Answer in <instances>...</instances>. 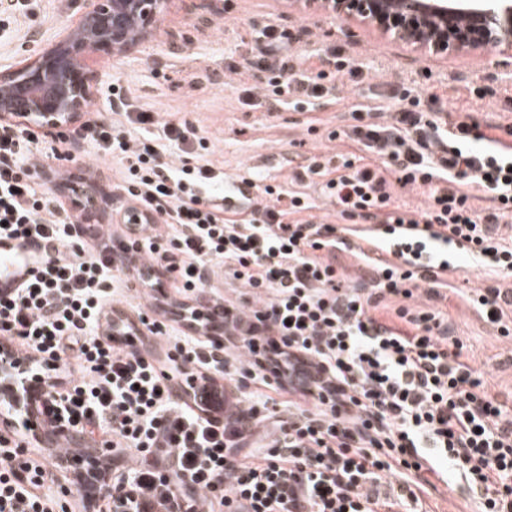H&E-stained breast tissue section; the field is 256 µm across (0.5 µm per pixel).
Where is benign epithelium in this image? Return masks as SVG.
<instances>
[{
  "mask_svg": "<svg viewBox=\"0 0 512 512\" xmlns=\"http://www.w3.org/2000/svg\"><path fill=\"white\" fill-rule=\"evenodd\" d=\"M171 0H83L79 23L42 46L24 63L0 71V123L21 119L53 135L75 126L96 75L86 60L97 52L124 55L152 36ZM306 6L394 35L425 55L512 46V0H301ZM21 390L10 412L27 424L39 417L27 389L39 376L0 348V378Z\"/></svg>",
  "mask_w": 512,
  "mask_h": 512,
  "instance_id": "benign-epithelium-1",
  "label": "benign epithelium"
}]
</instances>
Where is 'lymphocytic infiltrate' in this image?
I'll use <instances>...</instances> for the list:
<instances>
[{
    "instance_id": "lymphocytic-infiltrate-1",
    "label": "lymphocytic infiltrate",
    "mask_w": 512,
    "mask_h": 512,
    "mask_svg": "<svg viewBox=\"0 0 512 512\" xmlns=\"http://www.w3.org/2000/svg\"><path fill=\"white\" fill-rule=\"evenodd\" d=\"M380 110L356 105L349 136L386 166L347 161L326 183L351 220L342 231L303 219L310 204L297 192L288 208L264 205L241 224L223 218V172L166 159L193 127L164 125L166 143L155 148L113 134L106 120L90 138L121 159L120 189L154 220L89 235L37 193L42 163L22 166V129L0 124V242L40 260L33 278L0 292V340L46 365V420L79 431L96 423L101 447L128 461L96 474V505L80 497L74 512H397L450 473L483 490L481 512H512V417L461 361L446 319L404 306L378 316L388 297L420 286L445 300L447 266L366 257L367 279L348 284L336 264L343 232L358 222L409 223L392 187L421 183L431 203L406 253L440 240L511 275L512 244L496 226L512 211V127L491 137L411 111L383 124ZM473 183L492 195L485 214L470 204ZM117 239L126 243L120 288L142 300L137 323L119 329L109 274ZM156 266L186 299L217 277L245 288V297L213 301L224 311L223 350L197 338L170 350L175 328L158 319L145 279ZM216 369L236 390L234 411L221 418L196 391ZM174 371L185 378L182 403L168 383ZM275 394L294 406L289 422L269 410ZM253 436L262 453L244 451ZM52 469L47 449L22 460L1 436L0 512H54L42 492Z\"/></svg>"
}]
</instances>
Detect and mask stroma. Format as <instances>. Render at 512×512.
<instances>
[{
    "label": "stroma",
    "mask_w": 512,
    "mask_h": 512,
    "mask_svg": "<svg viewBox=\"0 0 512 512\" xmlns=\"http://www.w3.org/2000/svg\"><path fill=\"white\" fill-rule=\"evenodd\" d=\"M81 0H19L0 9V65H17L65 28L78 24ZM336 57L342 71L325 79L330 102L294 104L282 95L270 105L272 70L294 73L313 53ZM512 48L502 45L469 53L428 57L393 37L339 16L305 8L301 0H224L218 14L194 13L190 0H173L151 38L126 57L96 53L88 64L98 75L83 120L113 115V85L130 102L153 112L151 124L124 125V132L159 144L162 123H186L197 140L191 154H204L232 179L260 180L282 191H300L311 204L305 214L317 224H343L324 178L307 174L315 163L339 164L360 151L344 132L351 107L375 102L386 111L412 110L453 125L466 122L491 136L512 126V73L502 68ZM66 170L99 197L96 224L115 223L126 201L113 187L117 162L81 137L69 147ZM452 287L439 304L424 291L395 304L441 309L448 316L462 358L475 370L485 392L512 415V335H500L469 303L475 288L512 290V275L456 257L448 274ZM408 512H479L480 496L457 479L436 481Z\"/></svg>",
    "instance_id": "stroma-1"
}]
</instances>
